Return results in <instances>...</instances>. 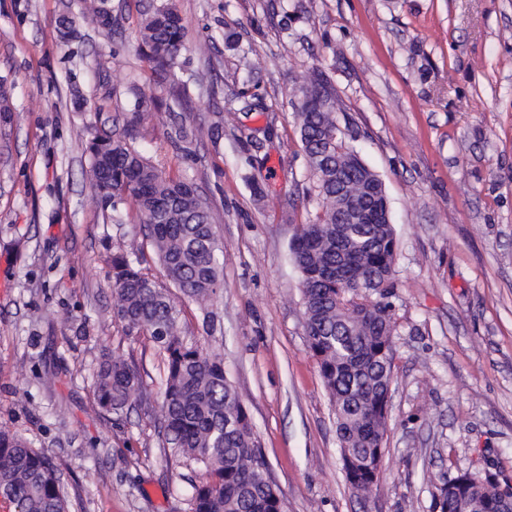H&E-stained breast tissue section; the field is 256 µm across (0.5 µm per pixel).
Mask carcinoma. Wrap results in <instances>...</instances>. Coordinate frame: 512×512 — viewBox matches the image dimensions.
<instances>
[{
  "label": "carcinoma",
  "mask_w": 512,
  "mask_h": 512,
  "mask_svg": "<svg viewBox=\"0 0 512 512\" xmlns=\"http://www.w3.org/2000/svg\"><path fill=\"white\" fill-rule=\"evenodd\" d=\"M110 0H83L88 26L110 29ZM138 46L160 84L173 96L185 93L179 76L186 49L185 26L176 10L160 4L141 19ZM300 141L315 180L318 212L290 246L301 275L304 328L334 410L346 480L358 495L377 487L378 449L388 427V388L394 379L392 275L396 236L390 216L348 224L351 212L384 203L379 176L338 135L341 111L334 89L314 70L297 85ZM86 176L94 191L108 183L112 220L123 223L118 201L129 196L147 230L167 281L189 301H213L221 283L223 245L208 203L192 182L164 175L144 155L112 132L87 147ZM141 245L131 240L112 258L115 318L128 333L149 339L162 353L165 374L160 412L165 443L176 457L205 470L193 486L189 512H278L280 495L269 481V462L239 394L224 373L219 354L183 334V308L168 289L142 272ZM342 265L350 281L328 269ZM144 386L138 371L119 357L103 358L92 373L94 397L107 414H120ZM493 473L476 474L450 493L438 488L439 512H512ZM0 497L15 512H69L65 486L52 459L25 438L0 430Z\"/></svg>",
  "instance_id": "cac0c4a2"
}]
</instances>
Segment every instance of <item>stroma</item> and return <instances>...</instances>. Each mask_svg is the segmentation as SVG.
Masks as SVG:
<instances>
[{
    "instance_id": "35a3bbf8",
    "label": "stroma",
    "mask_w": 512,
    "mask_h": 512,
    "mask_svg": "<svg viewBox=\"0 0 512 512\" xmlns=\"http://www.w3.org/2000/svg\"><path fill=\"white\" fill-rule=\"evenodd\" d=\"M151 2L112 0V31L82 24L65 40V0H0V429L52 456L70 512H188L204 477L162 448V355L113 316L112 256L142 230L132 200L116 224L89 187L93 127L131 136L210 206L223 283L209 307L184 301L185 334L223 356L283 512H433L460 473L512 483V0H173L187 102L169 113L154 110L162 90L136 41ZM315 69L343 103L341 137L385 185L397 238L394 383L366 499L344 477L289 253L318 209L292 93ZM247 76L266 108L231 113ZM105 355L144 380L117 421L88 379Z\"/></svg>"
}]
</instances>
